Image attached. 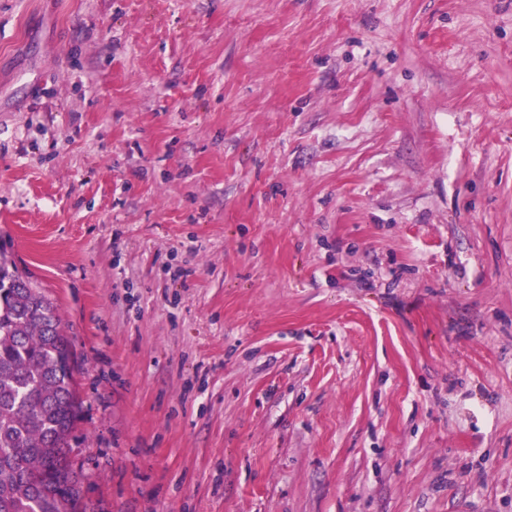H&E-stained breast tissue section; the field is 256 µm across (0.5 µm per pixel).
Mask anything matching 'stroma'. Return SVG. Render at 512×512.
I'll list each match as a JSON object with an SVG mask.
<instances>
[{"mask_svg": "<svg viewBox=\"0 0 512 512\" xmlns=\"http://www.w3.org/2000/svg\"><path fill=\"white\" fill-rule=\"evenodd\" d=\"M0 249L102 512H512V0H0Z\"/></svg>", "mask_w": 512, "mask_h": 512, "instance_id": "1", "label": "stroma"}]
</instances>
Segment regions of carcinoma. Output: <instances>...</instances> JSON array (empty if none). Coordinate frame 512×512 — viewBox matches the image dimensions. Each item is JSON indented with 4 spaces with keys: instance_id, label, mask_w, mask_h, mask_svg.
Returning a JSON list of instances; mask_svg holds the SVG:
<instances>
[{
    "instance_id": "obj_1",
    "label": "carcinoma",
    "mask_w": 512,
    "mask_h": 512,
    "mask_svg": "<svg viewBox=\"0 0 512 512\" xmlns=\"http://www.w3.org/2000/svg\"><path fill=\"white\" fill-rule=\"evenodd\" d=\"M71 359L56 306L0 253V512H95L69 458Z\"/></svg>"
}]
</instances>
